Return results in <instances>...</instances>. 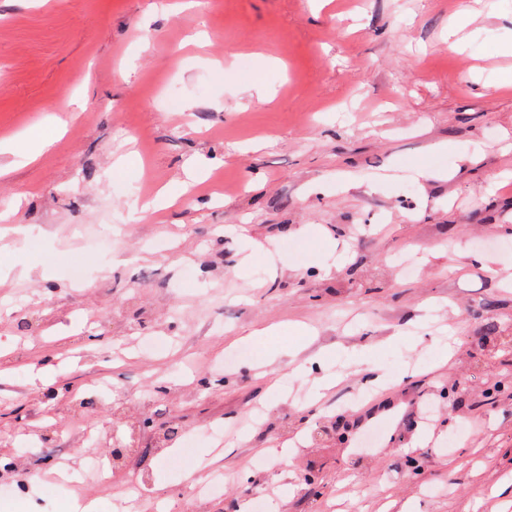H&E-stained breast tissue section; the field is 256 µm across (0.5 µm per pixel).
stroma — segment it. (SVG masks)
<instances>
[{
    "instance_id": "1",
    "label": "stroma",
    "mask_w": 512,
    "mask_h": 512,
    "mask_svg": "<svg viewBox=\"0 0 512 512\" xmlns=\"http://www.w3.org/2000/svg\"><path fill=\"white\" fill-rule=\"evenodd\" d=\"M156 2L0 0V457L40 479L0 512H121L140 475L131 512H512V8ZM301 325L322 396L286 355ZM48 359L90 405L47 404Z\"/></svg>"
}]
</instances>
